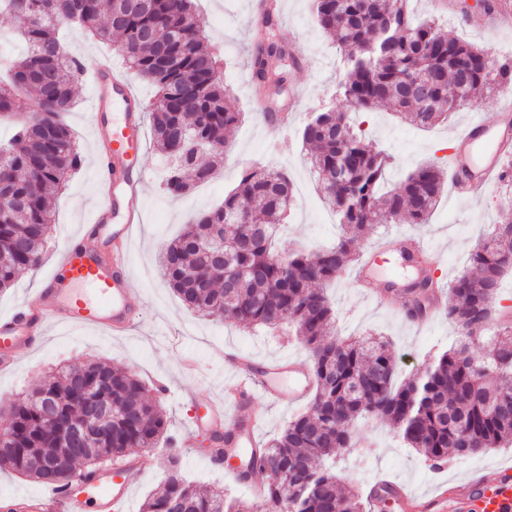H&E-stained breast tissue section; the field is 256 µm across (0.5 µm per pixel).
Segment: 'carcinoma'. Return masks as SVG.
<instances>
[{
	"instance_id": "cac0c4a2",
	"label": "carcinoma",
	"mask_w": 512,
	"mask_h": 512,
	"mask_svg": "<svg viewBox=\"0 0 512 512\" xmlns=\"http://www.w3.org/2000/svg\"><path fill=\"white\" fill-rule=\"evenodd\" d=\"M408 0H312L316 24L336 37L344 55L336 79L342 110L310 116L302 139L307 163L335 214L342 235L331 247L272 243L294 204L292 182L281 171L245 167L224 202L200 214L169 242L160 257L165 283L198 313L243 329H277L288 323L307 349L316 388L309 407L260 452L254 468L267 477L269 512H363V495L336 482V453L361 419L391 422L408 447L439 468L448 455L467 457L512 445V325L500 322L492 336L493 299L512 270V198L493 230L481 238L467 269L448 284L445 316L462 338L435 355L426 370L399 378L388 342L373 335L342 336L327 288L359 260L360 237L402 218L427 224L441 198L447 171L438 162L411 171L401 185L382 184L392 164L381 147L357 133L352 112L388 105L420 128H430L481 91L512 85V61L486 65L487 51L442 32L435 18L415 21ZM22 19L16 35L26 44L0 80V120L15 133L0 143V291L18 274L37 267L50 238L51 201L82 159L63 114L73 105V86L83 64L62 34L73 26L114 49L129 68L151 81L143 107L157 149L170 159L163 185L174 197L210 180L214 164L199 162L194 145L229 150L228 135L242 113L229 103L221 61L204 46V21L196 0H0V19ZM258 24L263 40L250 59L256 89H290L299 58L273 9ZM184 42L181 69L161 66ZM224 225V243L214 228ZM118 406L111 432L92 453L71 447L67 431L85 421L93 402ZM168 418L133 374L91 358L47 374L13 405V438L0 446V469L47 486L66 484L120 464L131 448L157 447ZM258 512L259 506L205 489L185 477L178 457L168 460L160 490L142 512Z\"/></svg>"
}]
</instances>
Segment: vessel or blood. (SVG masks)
<instances>
[{
	"label": "vessel or blood",
	"mask_w": 512,
	"mask_h": 512,
	"mask_svg": "<svg viewBox=\"0 0 512 512\" xmlns=\"http://www.w3.org/2000/svg\"><path fill=\"white\" fill-rule=\"evenodd\" d=\"M90 112L93 126L105 127L110 149L96 155L99 201L79 234L120 243L122 249L104 262L92 249L67 242L39 298L0 317L1 370L12 367L18 353L36 346L50 325L75 324L116 335L138 322L139 294L127 269L125 249L136 225L144 220L147 179L144 173H132L128 161L129 150L142 144L141 101L129 77L115 69L111 59L99 60L94 69ZM511 152L512 126L493 125L481 117L470 120L455 135L448 153L454 193L477 197L494 181L503 157ZM224 359L235 378V411L228 418L222 407L211 406L206 415L198 417L196 426L201 432L223 437L225 458L239 461L229 471L236 479L249 470L258 452L261 413L254 404L256 397L302 403L313 390L314 378L304 363L291 357L260 362L231 351ZM146 464L138 456L43 495H17V507L19 512H76L88 505L94 512H116L129 497L130 473ZM372 497L393 500L400 512H512V470L503 469L491 479L464 481L451 495L444 491L413 495L380 480L372 488Z\"/></svg>",
	"instance_id": "b4317fda"
}]
</instances>
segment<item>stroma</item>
<instances>
[{
    "label": "stroma",
    "mask_w": 512,
    "mask_h": 512,
    "mask_svg": "<svg viewBox=\"0 0 512 512\" xmlns=\"http://www.w3.org/2000/svg\"><path fill=\"white\" fill-rule=\"evenodd\" d=\"M279 21L295 35V51L301 59L289 93L290 122L281 129L266 122L256 110L250 54L261 31L254 23L256 0H197L211 45L224 51V84L230 104L244 118L230 134L232 150L220 163L209 182L207 196L192 192L182 198L164 194L160 183L168 162L145 138L135 166L146 172L145 217L134 233L128 261L132 279L139 288L143 312L137 326L121 336H105L92 329L76 327L50 330L36 348L20 354L13 368L0 371V404L40 384L49 372L98 357L113 368L135 374L147 385L153 400L169 418L168 440L150 455L144 470L131 476V493L121 512H141L145 499L158 487L169 455L180 457L185 475L200 485L224 488L243 500H251L252 490L225 475L212 465L206 453L208 436L197 437L193 447H183L182 436L192 430L199 411L212 403L233 409L231 372L223 360L225 349L237 348L259 359L293 357L306 359V349L294 338L256 329L245 330L225 321H214L187 309L167 288L158 267L163 247L176 237L199 212L223 201L232 190L243 168L259 163L285 172L294 184L297 201L291 218L282 229L283 238L313 247L333 243L340 234L334 216L322 202L314 181L308 180L306 151L299 130L312 112L338 107L334 79L341 56L334 37L314 22L311 0H277ZM469 12L435 8L433 0H412L417 18L438 14L445 34L459 37L485 48L498 61L512 59V24L483 29L472 20L481 15L474 0H465ZM92 80L82 76L73 89L74 106L65 121L74 134L82 157L79 170L71 176L55 201V223L42 263L24 270L16 284L0 294V315L33 301L42 279L58 257L60 244L74 237L89 217L98 196L95 167L96 131L89 121ZM495 97L477 94L461 107L451 121L431 130L414 128L398 114L380 106L353 116L354 126L384 147L394 158L387 174L389 187H398L418 165L438 156V144L452 140L471 116L500 121L495 112ZM503 191L492 184L479 198L459 199L445 192L429 223L389 224L375 229L358 241L359 253L378 245L383 236L414 235L422 238L439 256L434 268L440 283H448L466 265L479 238L496 224ZM397 254L380 258L367 284L357 286L351 274H344L329 293L336 305L337 326L345 334L377 331L385 335L393 359L405 375L422 372L433 355L447 350L456 341L457 326L436 317L430 326L409 324L401 314L398 297L378 301L384 283L398 265ZM512 468V446L495 448L463 460H449L433 468L414 450L407 448L387 422L359 423L351 434V445L339 449L336 476L346 489L369 490L383 478L426 492L432 488L455 489L471 475L496 476Z\"/></svg>",
    "instance_id": "obj_1"
}]
</instances>
